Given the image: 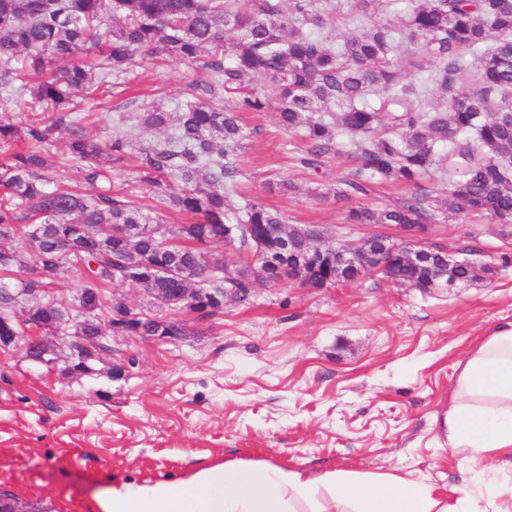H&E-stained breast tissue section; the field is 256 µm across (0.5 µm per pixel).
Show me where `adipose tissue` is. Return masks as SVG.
Masks as SVG:
<instances>
[{
    "mask_svg": "<svg viewBox=\"0 0 512 512\" xmlns=\"http://www.w3.org/2000/svg\"><path fill=\"white\" fill-rule=\"evenodd\" d=\"M448 446L471 466L455 503L424 481L397 474L311 475L242 461L185 478L121 480L96 496L99 512H512V326L471 348L443 419Z\"/></svg>",
    "mask_w": 512,
    "mask_h": 512,
    "instance_id": "1",
    "label": "adipose tissue"
}]
</instances>
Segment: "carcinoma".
<instances>
[{"mask_svg": "<svg viewBox=\"0 0 512 512\" xmlns=\"http://www.w3.org/2000/svg\"><path fill=\"white\" fill-rule=\"evenodd\" d=\"M0 0V97L30 109L26 126L0 119V141L25 143L0 165V322L19 311L30 326L54 336L71 334L80 372L107 350L102 341L100 289L112 282L164 296L174 310L202 317L224 309L223 265L210 266L204 249L224 242L226 224H263L272 241L288 234L290 249L307 251L305 238L285 228L282 216L261 203L233 209L237 151L245 139L239 113L279 101L286 129L305 128L309 165L326 155L337 135L356 140V168L342 195H366L375 181L418 188L379 212L354 210L353 224H433L431 195L419 188L428 175L448 183L452 211L488 214L512 223V0H411L404 28L439 59L425 77L398 70L390 53L400 32L374 23L341 46L340 15L362 22L368 0L327 12L329 0ZM491 46H486L489 40ZM234 49L225 63L224 49ZM480 54L472 87L456 90L467 56ZM166 54L196 65L201 77L191 97L172 111L140 115L143 129L166 127L167 137L141 150L135 182L153 189L157 209L194 218L171 237L131 196L102 186L110 164L124 159L128 135L100 142L79 121L67 147L82 162L83 189L47 173L56 161L46 149L52 127L37 106L70 111L75 94H95L127 73L136 59ZM448 145V151L438 147ZM69 265L82 275L73 301H47L42 273ZM267 264L243 270L232 288L268 281ZM137 328L130 336L188 335L180 321L142 316L129 306Z\"/></svg>", "mask_w": 512, "mask_h": 512, "instance_id": "carcinoma-1", "label": "carcinoma"}]
</instances>
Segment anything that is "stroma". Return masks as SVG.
Wrapping results in <instances>:
<instances>
[{
    "label": "stroma",
    "instance_id": "stroma-1",
    "mask_svg": "<svg viewBox=\"0 0 512 512\" xmlns=\"http://www.w3.org/2000/svg\"><path fill=\"white\" fill-rule=\"evenodd\" d=\"M199 76L187 62L136 60L123 84L77 96L83 129L105 140L119 119L150 106L172 109ZM235 207L261 202L291 224L318 225L326 243H361L393 224H352L351 210H383L410 196L377 184L337 196L354 145L337 137L318 168L302 164L309 144L269 108L244 112ZM133 129V149L112 170V190L134 189L144 212L154 192L136 188L139 149L165 138ZM287 182L279 190L278 182ZM440 221L425 245L486 268L481 279L430 289L381 273L331 288L257 283L250 304L200 317L172 312L130 284L103 288L145 316L177 317V341L106 333L108 347L86 375H69L68 341L50 337L55 359L34 362L0 347V490L50 512H92L115 480L181 478L227 461L299 467L313 473H413L455 499L469 474L438 438L458 364L482 337L512 323V224L448 208V185L427 184Z\"/></svg>",
    "mask_w": 512,
    "mask_h": 512
}]
</instances>
